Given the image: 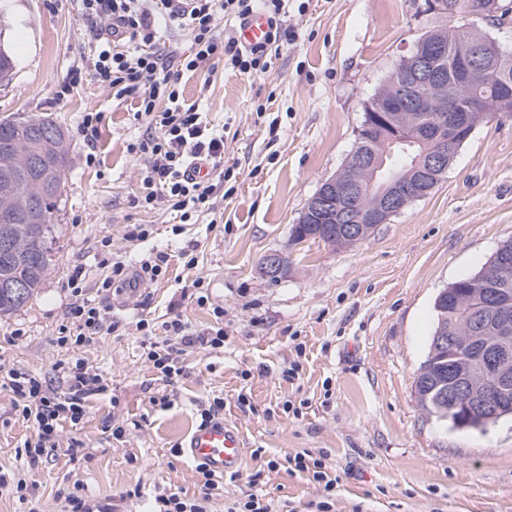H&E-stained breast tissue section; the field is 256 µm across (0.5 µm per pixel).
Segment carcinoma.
Segmentation results:
<instances>
[{"mask_svg":"<svg viewBox=\"0 0 512 512\" xmlns=\"http://www.w3.org/2000/svg\"><path fill=\"white\" fill-rule=\"evenodd\" d=\"M440 6L439 14L448 18L452 25L436 31V36L448 44V55L441 62L442 83L448 86V93L458 99L479 96L487 101L488 111L471 118V125H480L496 112H507L510 104L500 103L503 81L512 82V63L500 70H493L482 77L464 85L455 66L459 46L469 37H478L483 41V52L493 59L499 55L500 47L496 41L475 29V24L483 20L495 19L502 23L512 14V0H435ZM15 63L12 51L7 43L0 40V84H8L14 76ZM434 115V111L424 109L404 112L401 121L409 124L419 134ZM431 149L428 142L422 141L403 151L390 147V143L378 130H363L356 138L352 161L347 163L342 175L352 182L359 177L361 156L370 157L384 154L388 165L398 170L404 178H409L413 159ZM68 135L63 127L48 116L42 118L4 117L0 119V162L10 159H35L49 172L53 188L44 195H37V187L26 178H19L13 184V193L17 198L38 197L36 213L28 217L19 212L12 216L11 223L1 224L0 233L11 237L13 254L10 260H0V282L14 281L23 287L24 298L18 299L12 294L0 290V317L11 314L33 296L41 282L53 266L54 224L52 216L65 190V171L68 162ZM292 241L309 235L333 246H349L351 242L332 236L316 237L310 214H305V222L292 226ZM486 288L482 272L460 278L448 285V295H437L434 300L436 323L430 342L436 336L445 334L452 338L461 350L462 358L455 364L456 370L469 368L467 353L473 337L469 321V310L474 301ZM448 376V366L442 355L427 353L415 380V392L418 402L427 414L451 423L457 428H484L487 421L481 413L471 416H459L454 412L441 411L427 394L435 381ZM491 386L490 374L482 370H472L469 391L477 398L484 396Z\"/></svg>","mask_w":512,"mask_h":512,"instance_id":"1","label":"carcinoma"}]
</instances>
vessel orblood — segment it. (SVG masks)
Returning a JSON list of instances; mask_svg holds the SVG:
<instances>
[{
  "instance_id": "obj_1",
  "label": "vessel or blood",
  "mask_w": 512,
  "mask_h": 512,
  "mask_svg": "<svg viewBox=\"0 0 512 512\" xmlns=\"http://www.w3.org/2000/svg\"><path fill=\"white\" fill-rule=\"evenodd\" d=\"M269 29L267 16L256 13L242 22L238 38L242 44L254 46L264 42ZM184 452L190 460L206 464L215 472L228 474L235 472L240 464L243 443L233 426L217 419L196 428L186 440Z\"/></svg>"
}]
</instances>
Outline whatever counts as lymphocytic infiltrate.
<instances>
[{
	"label": "lymphocytic infiltrate",
	"instance_id": "obj_1",
	"mask_svg": "<svg viewBox=\"0 0 512 512\" xmlns=\"http://www.w3.org/2000/svg\"><path fill=\"white\" fill-rule=\"evenodd\" d=\"M80 16L89 25L87 53L70 71L68 88L81 86L93 76L111 92L113 100H134L135 117L145 124L144 132L128 150L142 161L140 186L135 198L141 207L162 208L189 221L192 215L209 210L216 183L193 178L188 168L202 160L212 169L224 167V133L203 121L196 105L186 103L179 86L184 73L214 70L216 63L249 76L268 74L282 47L294 34L288 25L291 0H80ZM265 14L271 24L266 41L255 47L242 46L236 25L248 16ZM228 18L232 27L221 26ZM186 33L189 49L160 46V27ZM164 255L140 260L128 267L122 258L101 259L108 272L97 291L109 294L113 287L137 288L158 282L166 273ZM83 268H75L67 286L74 297L67 317L69 335L76 344L94 342L112 331L105 306L85 299ZM142 346L147 362L167 384H175L183 368L181 355L197 347L220 349L224 331L192 330L180 318L163 321L161 340H154L148 320ZM67 387L58 391L40 375L0 363V388L11 393L14 408L34 425V436L24 444L29 468L38 467L61 444L64 427H78L90 397L108 389L104 375L78 361L61 370ZM199 492L156 493L150 512H209V506L224 494L223 475L197 465Z\"/></svg>",
	"mask_w": 512,
	"mask_h": 512
}]
</instances>
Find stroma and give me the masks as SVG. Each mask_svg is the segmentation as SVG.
Segmentation results:
<instances>
[{
    "instance_id": "35a3bbf8",
    "label": "stroma",
    "mask_w": 512,
    "mask_h": 512,
    "mask_svg": "<svg viewBox=\"0 0 512 512\" xmlns=\"http://www.w3.org/2000/svg\"><path fill=\"white\" fill-rule=\"evenodd\" d=\"M304 3L290 17L294 41L266 76L221 67L184 75L185 100L199 104L210 125L225 127L224 163L234 174L231 194L177 233L170 214L133 203L140 167L127 145L141 131L133 101L113 100L90 77L62 90L84 51L77 0H0V35L16 65L0 86V118L51 116L70 142L66 190L53 214L54 265L25 307L0 317V362L59 388L56 363L81 359L109 382L78 428L63 430V447L35 469L33 503L5 488L0 512H60L57 490L77 480L115 512H148L157 488L197 494L195 464L179 448L216 397L244 452L212 512L252 493L258 471L274 512L284 505L317 512L325 500L331 512H512V419L483 431L456 429L427 415L414 392L436 295L512 239V113L480 124L432 193L366 240L293 243L291 228L309 199L344 169L365 106L426 31L448 24L426 12L425 0ZM90 111L102 119L88 143L80 124ZM91 148L92 164L85 160ZM130 224L152 225L151 238L128 242ZM105 239L131 265L165 253L164 279L99 296ZM191 246L194 268L180 257ZM279 250L288 253V270L273 280L260 266ZM79 264L86 297L106 305L115 327L91 346L59 340L73 301L68 276ZM201 293L208 297L202 305ZM217 306L223 317L214 315ZM176 314L199 332L223 328L224 346L188 352L170 386L145 363L136 324ZM166 395L172 405H156ZM117 426L125 430L118 440ZM33 433L10 394L0 393V472H23L21 450ZM74 438L83 444L75 462L65 449ZM303 451L327 454L333 495L311 474L266 468L267 460Z\"/></svg>"
}]
</instances>
